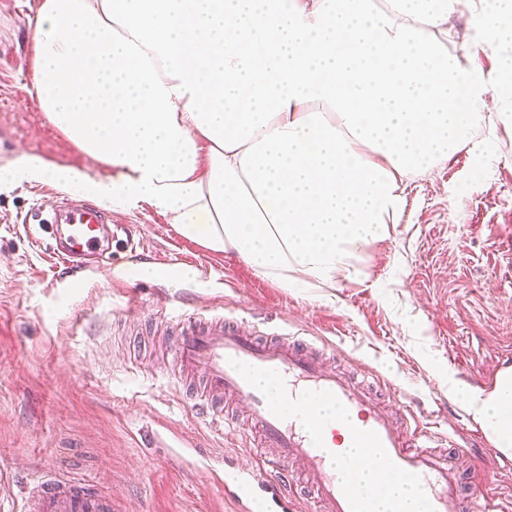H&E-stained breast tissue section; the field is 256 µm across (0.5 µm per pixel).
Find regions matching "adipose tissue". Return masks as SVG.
Returning a JSON list of instances; mask_svg holds the SVG:
<instances>
[{
    "label": "adipose tissue",
    "instance_id": "1",
    "mask_svg": "<svg viewBox=\"0 0 512 512\" xmlns=\"http://www.w3.org/2000/svg\"><path fill=\"white\" fill-rule=\"evenodd\" d=\"M467 2L42 0L28 92L111 174L30 156L5 175L147 203L283 287H335L400 222L404 180L478 148L486 81L448 51ZM482 25L512 77V0ZM448 397L512 455V367Z\"/></svg>",
    "mask_w": 512,
    "mask_h": 512
}]
</instances>
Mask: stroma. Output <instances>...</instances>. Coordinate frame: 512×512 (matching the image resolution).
Segmentation results:
<instances>
[{"instance_id": "35a3bbf8", "label": "stroma", "mask_w": 512, "mask_h": 512, "mask_svg": "<svg viewBox=\"0 0 512 512\" xmlns=\"http://www.w3.org/2000/svg\"><path fill=\"white\" fill-rule=\"evenodd\" d=\"M41 0H0V170L34 155L82 168L88 158L25 90L30 19ZM479 0L450 16L448 50L471 54L490 92L506 88L498 50L479 33ZM476 151L402 185L400 223L332 288H284L241 259L182 237L147 204L113 213L144 233L154 276L97 269L59 284L39 202L52 183L0 180V494L21 466L68 465L112 512H235L224 469L254 434L196 414L182 381L153 359L156 322L183 314L253 323L257 336H300L372 385L420 426L458 444L482 429L448 397V382L489 390L512 353V105L473 131ZM191 268L195 277H179ZM141 317L127 321L129 293Z\"/></svg>"}]
</instances>
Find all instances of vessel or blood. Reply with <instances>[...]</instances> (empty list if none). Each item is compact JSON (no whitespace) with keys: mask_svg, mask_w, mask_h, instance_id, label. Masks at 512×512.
Here are the masks:
<instances>
[{"mask_svg":"<svg viewBox=\"0 0 512 512\" xmlns=\"http://www.w3.org/2000/svg\"><path fill=\"white\" fill-rule=\"evenodd\" d=\"M52 226L53 253L65 280L83 271L82 258L117 263V236L106 211L90 202L64 206ZM171 346L181 365L201 381L191 394L199 409L219 411L224 396L248 405L260 453L250 469L224 474V494L237 512L263 501L288 512V487L301 474L318 512H376V495L358 481L372 464L380 478L412 481L423 512H501L482 486L463 487L459 468L440 454L443 438L404 427L352 380L327 369L296 336L261 339L218 317L171 323ZM330 412H322V405ZM363 449L357 459L340 442ZM0 512H112V499L92 494L87 478L63 470L31 471L20 493Z\"/></svg>","mask_w":512,"mask_h":512,"instance_id":"b4317fda","label":"vessel or blood"}]
</instances>
